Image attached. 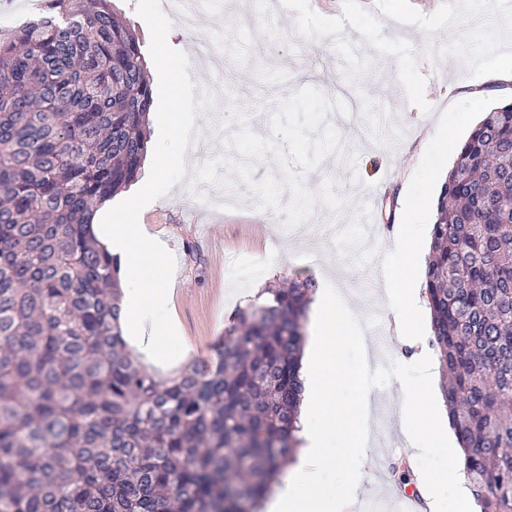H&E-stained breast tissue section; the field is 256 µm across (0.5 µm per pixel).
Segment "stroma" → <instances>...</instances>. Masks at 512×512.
<instances>
[{"label":"stroma","mask_w":512,"mask_h":512,"mask_svg":"<svg viewBox=\"0 0 512 512\" xmlns=\"http://www.w3.org/2000/svg\"><path fill=\"white\" fill-rule=\"evenodd\" d=\"M231 2L211 0L200 19L236 72L197 113L212 165L187 173L141 218L175 257L169 310L183 347L199 360L211 356L228 319L259 288L292 277L332 288L352 270L381 276L382 249L361 253L325 234L327 205L344 208L358 233L367 192L375 190L382 234L391 236L437 129L429 103L451 106L452 90L473 83L499 54H512V37H477L458 26L463 0H405L389 27L387 0H244L258 16L252 27ZM340 27L358 41L338 43ZM281 28L296 33L294 46L273 47ZM410 99L422 111L402 112ZM329 261L335 271H325ZM356 295L361 327L393 336L377 352L379 366L401 361L409 339L396 335L373 292ZM371 395L375 412L390 414L392 437L369 442L362 498L398 512L391 464L410 454L401 400L390 383Z\"/></svg>","instance_id":"1"}]
</instances>
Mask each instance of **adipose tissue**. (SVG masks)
I'll return each instance as SVG.
<instances>
[{
  "label": "adipose tissue",
  "instance_id": "adipose-tissue-1",
  "mask_svg": "<svg viewBox=\"0 0 512 512\" xmlns=\"http://www.w3.org/2000/svg\"><path fill=\"white\" fill-rule=\"evenodd\" d=\"M352 289L316 292L312 319L301 366L303 399L300 436L303 446L289 472L265 502V512H313L312 504L329 470L335 466L355 468L366 450L365 433L371 416V396L360 386L357 375L332 366L333 349L342 345L369 354L355 314ZM354 393L351 403L337 400L340 389Z\"/></svg>",
  "mask_w": 512,
  "mask_h": 512
}]
</instances>
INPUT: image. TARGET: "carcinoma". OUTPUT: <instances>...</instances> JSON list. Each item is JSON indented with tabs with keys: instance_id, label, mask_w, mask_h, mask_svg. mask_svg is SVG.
Segmentation results:
<instances>
[{
	"instance_id": "obj_1",
	"label": "carcinoma",
	"mask_w": 512,
	"mask_h": 512,
	"mask_svg": "<svg viewBox=\"0 0 512 512\" xmlns=\"http://www.w3.org/2000/svg\"><path fill=\"white\" fill-rule=\"evenodd\" d=\"M43 2L0 30V512H256L300 444L317 282L262 289L206 361L141 366L93 224L148 151L142 45L117 0ZM424 294L469 490L512 512V103L442 184Z\"/></svg>"
}]
</instances>
